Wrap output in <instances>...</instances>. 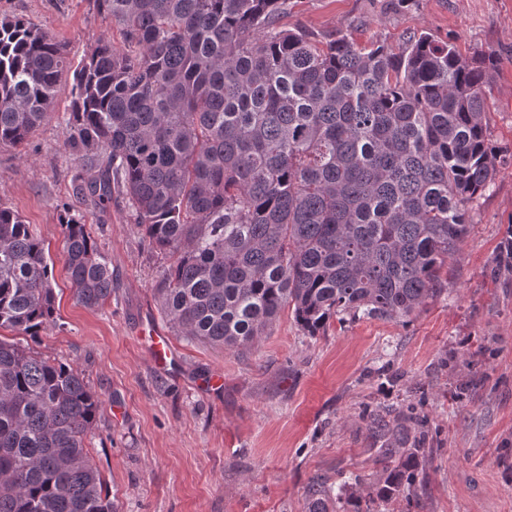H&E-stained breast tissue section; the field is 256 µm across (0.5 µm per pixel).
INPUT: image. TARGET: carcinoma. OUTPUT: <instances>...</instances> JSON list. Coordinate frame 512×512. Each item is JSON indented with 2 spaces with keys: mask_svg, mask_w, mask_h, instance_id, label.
<instances>
[{
  "mask_svg": "<svg viewBox=\"0 0 512 512\" xmlns=\"http://www.w3.org/2000/svg\"><path fill=\"white\" fill-rule=\"evenodd\" d=\"M287 0H97L124 48L73 65L22 18L0 19V147H18L73 71L77 189L116 193L170 264L160 307L189 341L243 350L285 307L310 336L330 319L405 320L446 287L470 204L493 183L484 122L492 58L420 31L394 52L284 30ZM76 303L112 297V267L60 214ZM53 263L0 205V329L55 324ZM98 395L81 374L0 339V512H116L87 455ZM419 448L385 467L390 500ZM329 492L310 489L309 512Z\"/></svg>",
  "mask_w": 512,
  "mask_h": 512,
  "instance_id": "carcinoma-1",
  "label": "carcinoma"
}]
</instances>
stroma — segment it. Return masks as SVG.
I'll return each instance as SVG.
<instances>
[{
  "mask_svg": "<svg viewBox=\"0 0 512 512\" xmlns=\"http://www.w3.org/2000/svg\"><path fill=\"white\" fill-rule=\"evenodd\" d=\"M80 62L99 39L122 38L96 0H0ZM287 29L352 35L401 48L414 32L496 62L487 93L493 184L472 203L469 232L448 263L447 290L406 321L331 319L307 335L283 309L259 343L219 351L180 336L175 372L156 370L139 342L144 318L168 321L154 288L167 265L123 199L94 209L75 189L67 149L72 75L53 111L19 150L0 148V204L17 211L53 261L56 323L37 342L70 364L101 405L87 439L118 512H308L309 489H329V512H512V0H288ZM82 216L112 264V296L76 304L65 270L61 210ZM224 377L221 392L207 383ZM405 420L421 453L414 480L391 500L374 496Z\"/></svg>",
  "mask_w": 512,
  "mask_h": 512,
  "instance_id": "35a3bbf8",
  "label": "stroma"
}]
</instances>
